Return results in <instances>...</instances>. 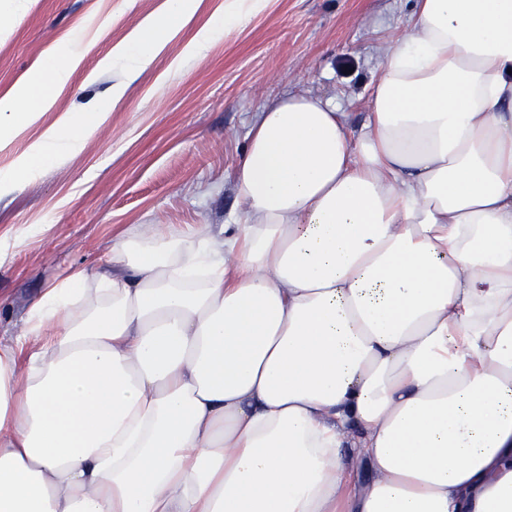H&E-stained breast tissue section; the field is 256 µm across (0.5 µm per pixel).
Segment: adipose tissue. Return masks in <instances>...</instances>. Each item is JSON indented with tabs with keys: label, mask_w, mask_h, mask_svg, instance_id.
Wrapping results in <instances>:
<instances>
[{
	"label": "adipose tissue",
	"mask_w": 512,
	"mask_h": 512,
	"mask_svg": "<svg viewBox=\"0 0 512 512\" xmlns=\"http://www.w3.org/2000/svg\"><path fill=\"white\" fill-rule=\"evenodd\" d=\"M80 59L0 97V149ZM107 117L62 113L28 159ZM235 185L234 223L120 230L0 343V512H512V0H417L363 135L285 94Z\"/></svg>",
	"instance_id": "obj_1"
}]
</instances>
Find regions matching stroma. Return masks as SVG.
<instances>
[{
  "mask_svg": "<svg viewBox=\"0 0 512 512\" xmlns=\"http://www.w3.org/2000/svg\"><path fill=\"white\" fill-rule=\"evenodd\" d=\"M164 0H30L0 9V97L55 50L82 60L61 90L60 112L111 103L107 121L70 155L0 187V338L9 339L42 288L102 257L130 224H223L243 203L233 178L256 112L285 93L334 99L351 137L367 121L383 50L402 34L414 0H268L231 35L217 33L224 0H202L135 80L113 67L123 44ZM206 50L189 56L202 31ZM124 85L120 101L112 89Z\"/></svg>",
  "mask_w": 512,
  "mask_h": 512,
  "instance_id": "obj_1",
  "label": "stroma"
}]
</instances>
